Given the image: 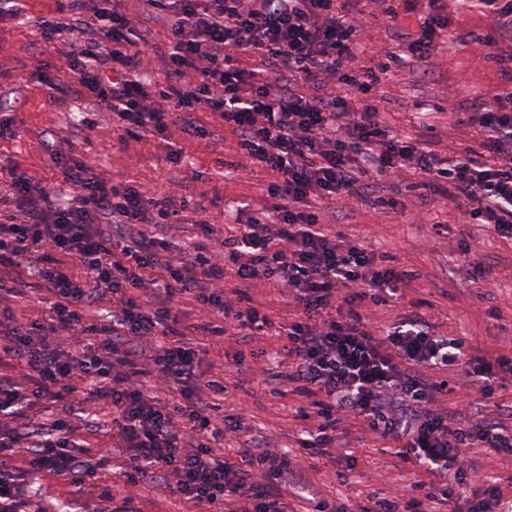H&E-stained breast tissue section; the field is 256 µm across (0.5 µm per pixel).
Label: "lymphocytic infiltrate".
Wrapping results in <instances>:
<instances>
[{
    "instance_id": "1",
    "label": "lymphocytic infiltrate",
    "mask_w": 512,
    "mask_h": 512,
    "mask_svg": "<svg viewBox=\"0 0 512 512\" xmlns=\"http://www.w3.org/2000/svg\"><path fill=\"white\" fill-rule=\"evenodd\" d=\"M364 0H138L137 17L112 8V0H54V13L40 23L44 46L67 48L70 84L47 79L50 90L79 96L112 113L120 127L162 136L180 124L199 135L197 114L220 113L235 135L236 150L252 166L275 173L265 187L270 215L240 225L221 251L175 263L164 234L182 224L183 205L168 202L153 233L141 228L143 198L132 187L109 186L64 151L54 154L77 193L55 206L41 180L0 167V207L18 203L20 214L0 217V265L41 282L34 293L45 308L50 334L31 335L15 324L0 337V352L37 376L28 388L0 373V512H24L14 473L17 456L30 466L64 477L88 498L87 512H107L97 476L107 458L85 448L68 420L35 425L30 410L46 400L66 401L82 411L86 396L112 407L113 431L130 452L133 483L154 481L182 497L190 512H286L279 483L292 470L269 442H255L246 465L215 458L212 441L224 438L214 405L205 398L195 368L203 337L270 320L261 306H240L217 288L234 278L237 288L266 283L295 310L281 333L294 368L286 380L310 398L304 417L313 444L336 443L337 413H351L364 428L400 443L401 457L422 470L409 485L423 488L457 459L466 444L512 455V426L488 412L482 399L466 411L437 406L445 373L468 367L477 375L512 372V357L438 335L426 316L408 307L390 325L372 330L366 312L395 298L408 275L377 262L376 255L333 232L323 218L326 200L375 196L388 188L379 173L414 169L422 186L442 193L463 216L512 238V91L472 99L457 122L475 128L483 154L441 168L432 152L399 137L369 98L397 57L375 55L365 79L344 64L362 34ZM424 13L417 30L397 29L410 54L426 60L441 30L451 25L446 0H405ZM490 19L481 45L493 48L498 70L512 76V0H477ZM168 33L166 85L141 80L138 47L149 46L151 22ZM259 57L253 72L241 56ZM359 86V106L332 93L335 83ZM112 223L116 235L104 234ZM130 284L147 302L122 293ZM193 294L206 313L194 339L177 328L175 295ZM112 298V313L99 322L97 303ZM68 341L60 343L57 334ZM154 375L173 391L164 404L140 378ZM273 475L276 486L259 485Z\"/></svg>"
}]
</instances>
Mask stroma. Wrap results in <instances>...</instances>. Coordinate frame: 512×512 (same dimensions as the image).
I'll return each instance as SVG.
<instances>
[{
	"label": "stroma",
	"instance_id": "1",
	"mask_svg": "<svg viewBox=\"0 0 512 512\" xmlns=\"http://www.w3.org/2000/svg\"><path fill=\"white\" fill-rule=\"evenodd\" d=\"M52 6V0H22L18 17L0 22V116L12 121L9 130L0 132V165L15 164L49 180L57 199L66 201L75 188L57 171L51 154L71 123L88 118L89 126L69 146L72 157L115 186L137 188L144 196L146 218H155L168 199L186 202L188 224L166 240L169 255L177 260L196 243L219 248L235 235L238 225L268 210L272 201L264 186L271 182V174L251 167L237 154L235 136L219 113H199L206 130L202 136L187 137L173 126L164 139L128 138L111 113L97 111L91 102L56 101L43 76L67 82L71 74L61 48H45L39 39V23ZM419 18V13L403 11L390 19L369 0L363 32L346 67L362 72L381 48L398 55L399 63L373 86L372 94L395 133L428 141L445 166L477 146L474 130L454 125L453 112L465 111L476 95L512 89V83L500 79L488 52L466 45L417 62L394 40L392 26L415 27ZM174 148L181 153L175 161L168 157ZM417 180L409 169L388 175L395 207L384 209L373 199H354L345 208V219L335 224L349 241L386 256L389 265L413 275L404 301L372 307L371 327L392 323L404 302L412 301L420 303L441 335L460 336L481 348L512 346V239L468 223L442 196L420 206ZM200 219L209 224V233L197 227ZM248 293L263 301L273 327L252 331L246 341L236 336L213 338L197 368L201 382H223V392L211 393L210 398L218 414L238 426L218 442L219 457L240 462L249 438L267 439L300 474L283 490L288 512H315L322 499L350 512L359 504L395 499L412 482V466L398 456L394 441L361 433L358 420L345 418L348 437L337 439L327 453L314 455L304 447L308 423L298 409L305 406V399L288 386L265 382L267 374L285 371L289 364L283 352L287 339L276 326L291 322L295 311L286 298L263 288L252 287ZM82 418L86 427L80 435L89 448L112 452L98 482L110 492L113 506L130 497L138 512H189L184 500L159 486L129 483L127 455L112 437L110 408L88 400ZM474 458L480 462L485 485L512 496V456L464 448L448 465L451 505L458 512H476L478 507L464 473ZM16 470L37 512H55L62 503L67 512H81V502L64 481L34 470L22 459Z\"/></svg>",
	"mask_w": 512,
	"mask_h": 512
}]
</instances>
